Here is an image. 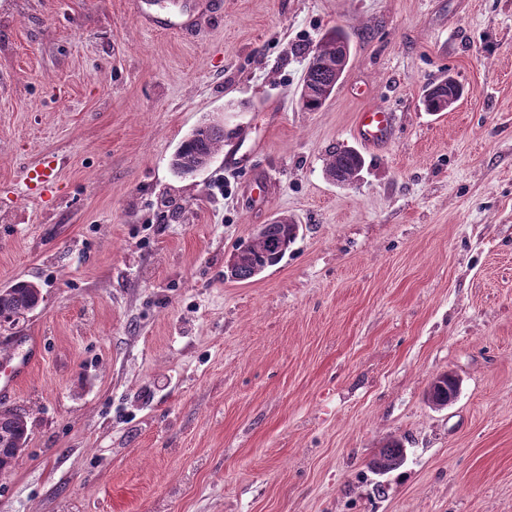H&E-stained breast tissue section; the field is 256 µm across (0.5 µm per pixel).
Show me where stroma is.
Here are the masks:
<instances>
[{
	"label": "stroma",
	"mask_w": 512,
	"mask_h": 512,
	"mask_svg": "<svg viewBox=\"0 0 512 512\" xmlns=\"http://www.w3.org/2000/svg\"><path fill=\"white\" fill-rule=\"evenodd\" d=\"M336 27L348 68L311 112ZM448 76L463 97L425 111ZM374 106L397 115L381 149L353 133ZM209 122L221 154L177 176ZM50 157L55 193L24 185ZM276 217L299 226L283 260L226 278ZM19 280L42 298L0 334V377L34 361L0 512H512V0H0ZM391 438L407 459L376 476ZM336 36L344 37L347 40L344 33L336 28L321 39L320 42H323V53L320 57L312 58V55L317 56L319 54L318 45L312 50L300 93L301 102L304 104L303 106L310 111L320 109L323 104L315 102L316 100L314 99H304V89L307 87L315 93H327L325 97V100H327L336 88V75L337 78H341L347 67L350 56L349 46H344L339 49L336 57V69L333 66L336 56ZM223 147V125L211 122L197 126L173 153L171 167L179 175L194 174L207 166L209 167ZM209 162L211 163L209 164ZM364 159L357 152H334L326 160L324 173L329 180H352L359 176Z\"/></svg>",
	"instance_id": "obj_1"
}]
</instances>
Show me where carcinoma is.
<instances>
[{"instance_id": "carcinoma-1", "label": "carcinoma", "mask_w": 512, "mask_h": 512, "mask_svg": "<svg viewBox=\"0 0 512 512\" xmlns=\"http://www.w3.org/2000/svg\"><path fill=\"white\" fill-rule=\"evenodd\" d=\"M344 33L336 28L321 39L323 53L309 59L302 87L315 93L332 94L336 88V38ZM423 104L428 112H445L439 87L424 93ZM224 147V126L211 122L194 128L179 144L171 158V167L179 175H191L206 164L214 161ZM364 159L357 152H335L326 160L324 173L329 180H352L359 176ZM299 225L288 218L267 225L264 238L252 242L244 249L237 250L231 261L232 276L238 281L254 278L266 269L277 265L284 258L290 245L295 241ZM40 289L30 281H18L0 292V328L11 327L21 317L38 306ZM458 387L447 378L440 379L432 392L426 395L428 401L438 408L448 406V401L457 397ZM29 427L26 413L17 408H0V476L8 474L16 460L15 452L26 446ZM406 448L395 439L387 441L369 463V469L386 474L398 469L405 460Z\"/></svg>"}]
</instances>
